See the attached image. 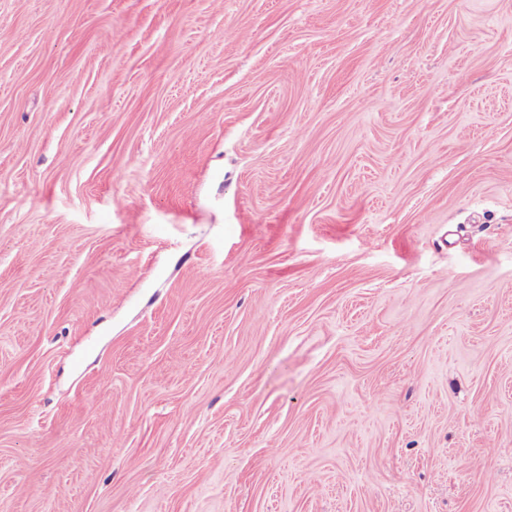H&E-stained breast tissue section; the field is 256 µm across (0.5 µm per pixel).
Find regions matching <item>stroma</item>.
<instances>
[{
    "instance_id": "35a3bbf8",
    "label": "stroma",
    "mask_w": 512,
    "mask_h": 512,
    "mask_svg": "<svg viewBox=\"0 0 512 512\" xmlns=\"http://www.w3.org/2000/svg\"><path fill=\"white\" fill-rule=\"evenodd\" d=\"M0 512H512V0H0Z\"/></svg>"
}]
</instances>
